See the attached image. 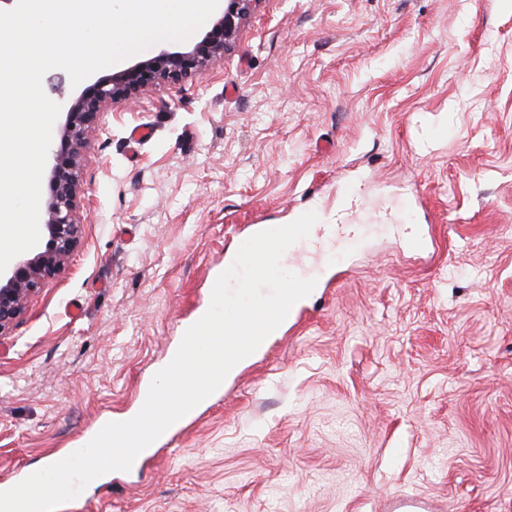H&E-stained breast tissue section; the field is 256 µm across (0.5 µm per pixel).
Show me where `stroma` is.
I'll return each mask as SVG.
<instances>
[{"instance_id": "35a3bbf8", "label": "stroma", "mask_w": 512, "mask_h": 512, "mask_svg": "<svg viewBox=\"0 0 512 512\" xmlns=\"http://www.w3.org/2000/svg\"><path fill=\"white\" fill-rule=\"evenodd\" d=\"M82 188L0 338V480L136 411L239 239L309 209L364 227L325 292L58 512H512V0H258L205 76L112 104Z\"/></svg>"}]
</instances>
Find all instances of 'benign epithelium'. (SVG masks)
Wrapping results in <instances>:
<instances>
[{
	"instance_id": "benign-epithelium-1",
	"label": "benign epithelium",
	"mask_w": 512,
	"mask_h": 512,
	"mask_svg": "<svg viewBox=\"0 0 512 512\" xmlns=\"http://www.w3.org/2000/svg\"><path fill=\"white\" fill-rule=\"evenodd\" d=\"M257 0H224L211 28L195 44L162 50L111 77L83 82L66 105L59 147L48 173L49 194L40 208V240L12 269L0 274V338L10 333L31 298L63 269L83 234L82 170L91 133L112 104L206 73L224 58Z\"/></svg>"
}]
</instances>
